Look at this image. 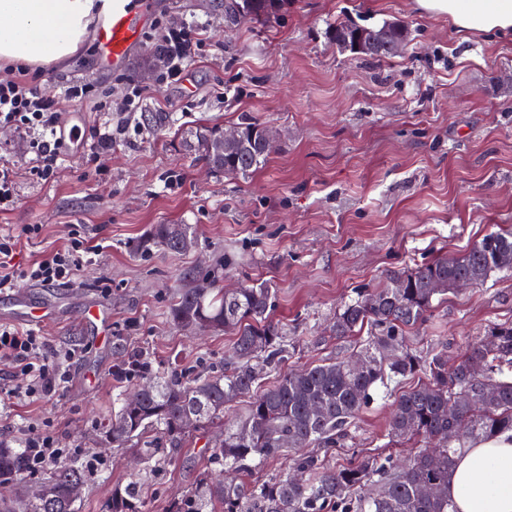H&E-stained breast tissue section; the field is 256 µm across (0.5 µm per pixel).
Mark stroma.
<instances>
[{"label": "stroma", "mask_w": 512, "mask_h": 512, "mask_svg": "<svg viewBox=\"0 0 512 512\" xmlns=\"http://www.w3.org/2000/svg\"><path fill=\"white\" fill-rule=\"evenodd\" d=\"M217 0H150L146 35L123 67L98 62L93 37L39 70L41 85L62 92L91 83L111 93L62 100V121L80 116L83 137L111 133L123 86L145 89V112L171 113L169 129L117 136L100 162L87 146L61 147L53 175L30 171L24 135L0 128V163L14 167L15 203L0 210V232L20 238L16 269L67 245L72 229L99 249L71 285L19 281L0 296V325L32 330L75 356L65 387L48 403L0 406V440L17 444L52 431L62 448H85L102 463L75 504L102 512L135 476H145L150 512L171 504L213 467L204 439L178 449L164 469L147 472L135 449L104 446L101 425L127 379L117 367L135 356L158 371L207 373L224 366L232 335L177 331L169 308L185 272L223 287L265 282L276 291L272 319L290 341L287 365L301 368L352 354L361 336L330 328L345 301L386 284L390 273L466 252L485 234L512 228V33L452 29L417 10L415 0H288L277 20L224 28ZM399 21L412 42L377 60L343 52L329 35L336 20ZM192 22L202 40L179 81L160 83L155 49L168 28ZM279 133L274 152L248 177L212 171L184 141L196 126L231 129L242 116ZM37 237H23L27 225ZM160 224L191 225L186 254L134 242ZM100 308L112 336L86 319ZM45 319H37L38 310ZM512 322V274L435 299L404 334L413 353L465 358L496 324ZM396 396L378 391L345 447L325 453L334 469L388 449Z\"/></svg>", "instance_id": "35a3bbf8"}]
</instances>
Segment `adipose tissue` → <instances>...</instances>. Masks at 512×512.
Listing matches in <instances>:
<instances>
[{"mask_svg":"<svg viewBox=\"0 0 512 512\" xmlns=\"http://www.w3.org/2000/svg\"><path fill=\"white\" fill-rule=\"evenodd\" d=\"M421 12L445 15L462 30L512 29V0H416ZM112 0H0V60L26 65L77 51L95 16ZM456 512H512V439L501 436L462 452L448 478Z\"/></svg>","mask_w":512,"mask_h":512,"instance_id":"ef3b65f1","label":"adipose tissue"}]
</instances>
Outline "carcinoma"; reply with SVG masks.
Returning <instances> with one entry per match:
<instances>
[{
  "label": "carcinoma",
  "mask_w": 512,
  "mask_h": 512,
  "mask_svg": "<svg viewBox=\"0 0 512 512\" xmlns=\"http://www.w3.org/2000/svg\"><path fill=\"white\" fill-rule=\"evenodd\" d=\"M286 0H222L224 27L246 21L269 22ZM331 38L343 51L389 59L411 41L402 23L360 25L336 22ZM138 123L154 131L170 124L167 112L141 114ZM238 136L221 139V128L195 132L187 147L214 171L244 176L274 151L263 124L245 118ZM158 243L171 252L195 243L191 225L159 224L139 242L143 250ZM512 272V231L485 235L460 256H443L409 271L393 273L382 288H365L339 309L332 333L347 338L365 325L375 333L364 339V365L336 359L301 369L282 370L288 340L270 319L274 292L264 283L232 292L185 273V288L170 309L173 324L184 331H230L232 352L224 369L208 375L192 371L156 374L139 364L130 381L140 397H118L119 408L102 424L114 447L134 444L148 466L171 460L170 450L206 433L224 417V407L258 387L265 374L275 385L257 394L224 433L205 444L219 476L205 477L172 504L171 512H451L443 489L454 458L473 444L512 433V323L496 325L474 343L470 353L448 366L441 354L423 358L403 347V332L416 325L461 278L475 284ZM423 375L424 381L396 401L391 436L416 448L405 462L376 457L357 466L328 469L316 454L300 449L314 443L337 448L376 389ZM289 457L291 470L274 479L260 475L268 459ZM247 476L237 482L227 471ZM93 471L82 460L34 469L31 452L20 443H0V512H75L77 493ZM142 478L112 495L106 512H148Z\"/></svg>",
  "instance_id": "carcinoma-1"
}]
</instances>
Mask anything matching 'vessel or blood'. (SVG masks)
Wrapping results in <instances>:
<instances>
[{"label": "vessel or blood", "mask_w": 512, "mask_h": 512, "mask_svg": "<svg viewBox=\"0 0 512 512\" xmlns=\"http://www.w3.org/2000/svg\"><path fill=\"white\" fill-rule=\"evenodd\" d=\"M146 26L143 11L115 0L111 12L96 27L95 41L101 62L121 68L130 48L139 40Z\"/></svg>", "instance_id": "b4317fda"}]
</instances>
